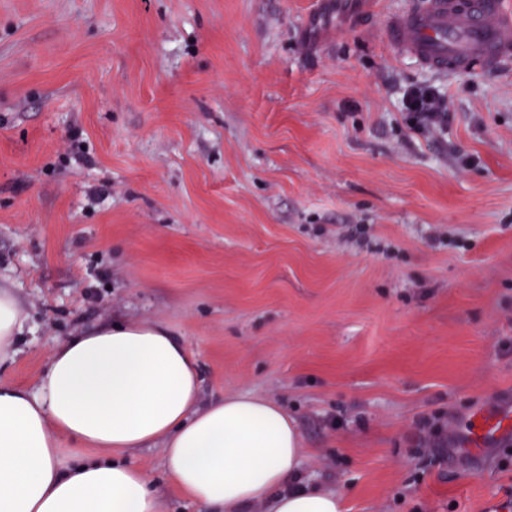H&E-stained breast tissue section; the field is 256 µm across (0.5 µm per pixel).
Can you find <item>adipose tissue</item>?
<instances>
[{"label": "adipose tissue", "instance_id": "ef3b65f1", "mask_svg": "<svg viewBox=\"0 0 512 512\" xmlns=\"http://www.w3.org/2000/svg\"><path fill=\"white\" fill-rule=\"evenodd\" d=\"M27 314L0 286V363ZM194 357L154 322L84 329L53 350L36 389L0 382V512H163L151 477L121 455L161 445L171 481L215 512H341L299 482L301 438L273 400L200 403Z\"/></svg>", "mask_w": 512, "mask_h": 512}]
</instances>
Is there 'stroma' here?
I'll use <instances>...</instances> for the list:
<instances>
[{
	"label": "stroma",
	"instance_id": "35a3bbf8",
	"mask_svg": "<svg viewBox=\"0 0 512 512\" xmlns=\"http://www.w3.org/2000/svg\"><path fill=\"white\" fill-rule=\"evenodd\" d=\"M409 0H0V284L28 313L0 381L79 329L151 321L202 402L279 403L343 512H512V61L441 74ZM443 96L421 136L405 88ZM473 157L464 165L463 157ZM165 512H209L159 448ZM477 430L473 432L470 445L477 450L488 439L502 440L512 437V409L497 410L481 415Z\"/></svg>",
	"mask_w": 512,
	"mask_h": 512
}]
</instances>
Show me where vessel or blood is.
<instances>
[{"mask_svg": "<svg viewBox=\"0 0 512 512\" xmlns=\"http://www.w3.org/2000/svg\"><path fill=\"white\" fill-rule=\"evenodd\" d=\"M386 35L424 68L490 71L512 59V9L505 0H412L389 20ZM512 437V410L483 414L471 446Z\"/></svg>", "mask_w": 512, "mask_h": 512, "instance_id": "1", "label": "vessel or blood"}]
</instances>
